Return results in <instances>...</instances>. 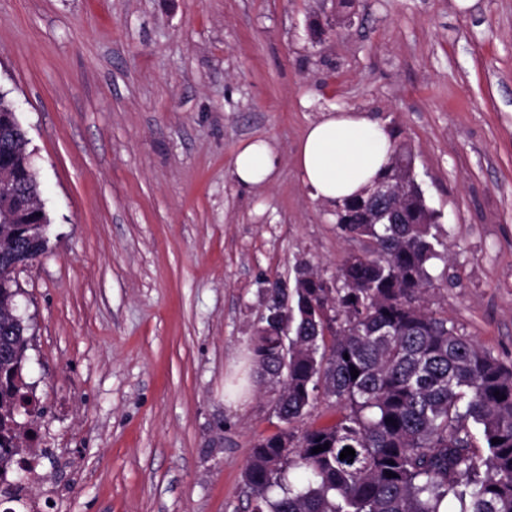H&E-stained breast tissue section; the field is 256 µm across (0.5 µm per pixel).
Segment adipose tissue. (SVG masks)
<instances>
[{
	"instance_id": "adipose-tissue-1",
	"label": "adipose tissue",
	"mask_w": 512,
	"mask_h": 512,
	"mask_svg": "<svg viewBox=\"0 0 512 512\" xmlns=\"http://www.w3.org/2000/svg\"><path fill=\"white\" fill-rule=\"evenodd\" d=\"M393 136L383 123L356 110L328 112L310 123L297 148V163L316 199L328 205L367 195L378 173L391 160ZM277 158L264 141L237 151L233 174L244 185L270 179Z\"/></svg>"
}]
</instances>
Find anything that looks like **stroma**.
<instances>
[{"mask_svg": "<svg viewBox=\"0 0 512 512\" xmlns=\"http://www.w3.org/2000/svg\"><path fill=\"white\" fill-rule=\"evenodd\" d=\"M0 92L49 218L13 278L50 512H251L244 469L285 425L272 392L224 384L262 290L364 247L296 163L335 109L411 153L442 255L427 304L512 363V0H0ZM255 139L277 167L244 186ZM337 418L322 398L285 427ZM276 162V155L267 142H249L234 156L233 174L241 184H260L270 179Z\"/></svg>", "mask_w": 512, "mask_h": 512, "instance_id": "obj_1", "label": "stroma"}]
</instances>
